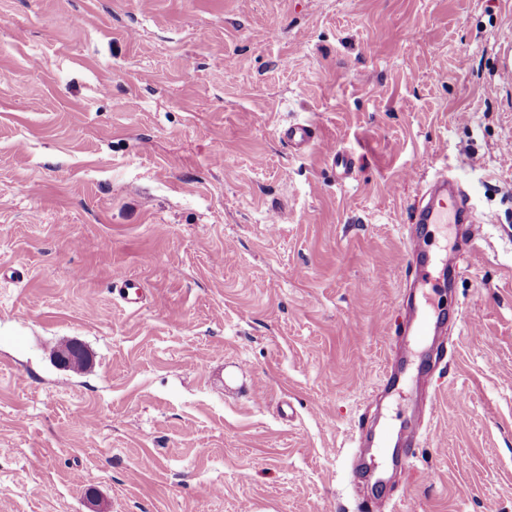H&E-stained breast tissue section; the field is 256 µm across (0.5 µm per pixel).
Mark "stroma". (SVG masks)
<instances>
[{
    "label": "stroma",
    "instance_id": "1",
    "mask_svg": "<svg viewBox=\"0 0 512 512\" xmlns=\"http://www.w3.org/2000/svg\"><path fill=\"white\" fill-rule=\"evenodd\" d=\"M443 169L482 228L432 236L457 319L396 465L360 436L412 405ZM0 512H512V0H0ZM316 127L308 122L296 123L289 125L281 130V137L288 140L294 147L303 151L319 141ZM427 196V203H421L415 210L412 223L419 224V233L411 241L413 252L420 258L414 270V279L423 294L428 287L433 290L437 287L433 283L435 272L428 262L429 236L437 224L472 223L470 215L473 209L470 197L462 194L455 178H449L447 174L438 176L430 184L423 199ZM89 354L78 342L66 344L55 354V361L59 366L68 368H80L89 362ZM435 396H432L429 401V406L426 411H420V410H412L411 413V428H410V435L407 438L406 443V451L404 454V458L406 461H410L413 457L412 448H416L417 446V432L418 430L425 424H427L430 421L431 413L430 411L433 408Z\"/></svg>",
    "mask_w": 512,
    "mask_h": 512
}]
</instances>
